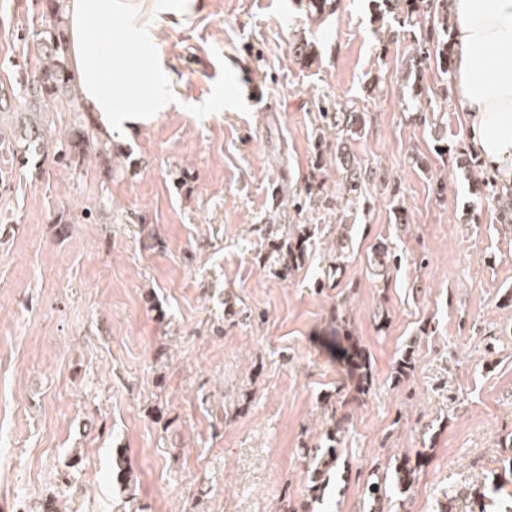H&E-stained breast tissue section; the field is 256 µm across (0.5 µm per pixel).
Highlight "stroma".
Here are the masks:
<instances>
[{
    "instance_id": "35a3bbf8",
    "label": "stroma",
    "mask_w": 512,
    "mask_h": 512,
    "mask_svg": "<svg viewBox=\"0 0 512 512\" xmlns=\"http://www.w3.org/2000/svg\"><path fill=\"white\" fill-rule=\"evenodd\" d=\"M196 0L157 23L177 95L167 111L102 137L84 103L48 114L49 143L86 150L41 165L12 149L0 112V512H126L112 479L124 449L142 512H363L372 472L422 466L386 512H438L456 487L512 505V226L475 203L486 166L469 153L452 80L419 79L435 122H414L405 77L420 17L399 26L376 0ZM46 0H0V93L38 66ZM308 43L311 54L295 53ZM343 103L365 125L349 148L366 179L336 210V136L318 113ZM448 153H440L441 145ZM351 247L328 276L333 226ZM305 238L281 277L268 227ZM401 256L388 281L372 248ZM370 360L322 500L305 449L325 401L349 382L332 356L337 307ZM410 355L408 377L395 366ZM395 260V256L389 252L386 243L379 242L373 247V255L371 258L372 275L382 281L389 279L391 264Z\"/></svg>"
}]
</instances>
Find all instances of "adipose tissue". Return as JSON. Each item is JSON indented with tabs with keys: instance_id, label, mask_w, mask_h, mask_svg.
Wrapping results in <instances>:
<instances>
[{
	"instance_id": "1",
	"label": "adipose tissue",
	"mask_w": 512,
	"mask_h": 512,
	"mask_svg": "<svg viewBox=\"0 0 512 512\" xmlns=\"http://www.w3.org/2000/svg\"><path fill=\"white\" fill-rule=\"evenodd\" d=\"M187 0H67V56L84 103L103 134L114 120L131 124L160 112L172 95L154 43L156 21L181 14ZM454 20V86L467 141L512 185V0H448ZM115 29L131 45L114 52Z\"/></svg>"
}]
</instances>
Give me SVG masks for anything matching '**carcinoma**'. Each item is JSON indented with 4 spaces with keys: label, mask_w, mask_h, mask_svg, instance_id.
<instances>
[{
    "label": "carcinoma",
    "mask_w": 512,
    "mask_h": 512,
    "mask_svg": "<svg viewBox=\"0 0 512 512\" xmlns=\"http://www.w3.org/2000/svg\"><path fill=\"white\" fill-rule=\"evenodd\" d=\"M385 7L400 16L399 23L412 24L413 13L420 7L434 8L438 15L433 21V27L424 33L418 40V47L413 56V69H418L423 61L435 57L437 67L446 75L453 71L452 54L449 43L451 31L448 26V5L446 0H382ZM37 54L42 60L33 79L27 81L24 88V96L15 104L13 111L25 115L21 122L16 143L23 154H28L32 149H44L45 131L43 125L32 119V116L46 112L48 104L59 105L71 103V93L75 89L66 62V43L63 31L57 27L53 31H43L36 34L33 39ZM320 119L326 121L327 127L336 130L341 135L353 136L360 132L364 119L360 113L354 110L336 109L329 114L325 111L319 113ZM336 164L342 170L341 191L339 198L345 200V204L352 205L362 195V183L366 172L362 171L361 164L353 154L346 151L341 144H336ZM492 188L495 204L498 208L500 222L512 224V186L493 185L489 178L476 181L474 195L477 201L483 200V189ZM271 234H280V242L277 243V251H286L287 257L279 262V274L286 277L299 267L302 252L301 237H292V234L281 231L282 225H269ZM395 256L389 252L386 243L380 242L373 247L371 258L372 275L387 281L391 270V261ZM342 359L346 360L352 378L356 381L354 391L344 394L340 401V407L362 401V395L366 391L369 381V362L363 351L356 345L341 350ZM335 407L327 411L325 430L322 433L321 444L308 456L307 473L312 483V489L318 491L323 485L322 478L336 468L338 461L337 445L341 444V436L348 430V417L337 415ZM420 456H402L393 466L392 486H387V478L378 476L368 484L367 492L373 503L378 504L387 497L388 490L395 488L402 494L407 493L415 482L418 473ZM112 475L120 484L129 506H134L137 498L136 478L127 464L122 449H115L112 453ZM485 499L486 494L477 492L473 488H465L452 496L450 500L441 506L440 512H474L477 499Z\"/></svg>",
    "instance_id": "obj_1"
}]
</instances>
